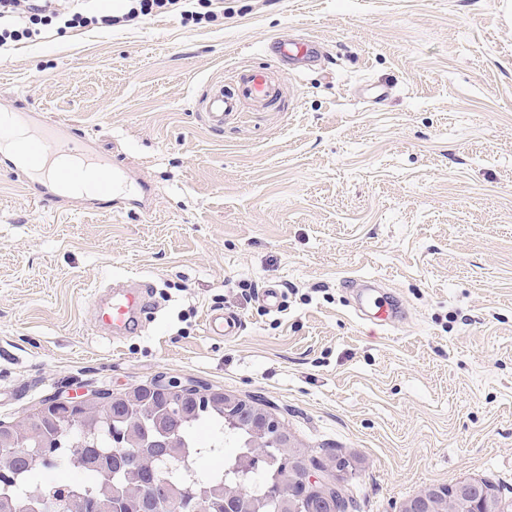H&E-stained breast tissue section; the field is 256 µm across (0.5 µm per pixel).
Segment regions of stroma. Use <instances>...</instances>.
I'll return each mask as SVG.
<instances>
[{"label":"stroma","mask_w":512,"mask_h":512,"mask_svg":"<svg viewBox=\"0 0 512 512\" xmlns=\"http://www.w3.org/2000/svg\"><path fill=\"white\" fill-rule=\"evenodd\" d=\"M223 6L0 47V112L68 121L153 194L35 206L0 173V421L190 380L260 400L314 456L359 458L358 512L470 478L512 505V0ZM304 36L321 54L302 70L263 50ZM258 66L276 99L211 130V90ZM363 276L402 318L355 312L342 280ZM116 279L154 287L142 334L94 330ZM215 309L236 336L208 333Z\"/></svg>","instance_id":"stroma-1"}]
</instances>
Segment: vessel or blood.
<instances>
[{
	"instance_id": "obj_1",
	"label": "vessel or blood",
	"mask_w": 512,
	"mask_h": 512,
	"mask_svg": "<svg viewBox=\"0 0 512 512\" xmlns=\"http://www.w3.org/2000/svg\"><path fill=\"white\" fill-rule=\"evenodd\" d=\"M266 48L278 61L296 68L309 64L319 54V44L313 40L272 39ZM275 95L267 69H249L241 75L235 93L218 90L206 98L208 124L214 129L223 128L225 116L237 111L241 99L265 102ZM2 127L12 129L14 136L11 153L0 164L21 181L30 201H60L62 190L73 184L81 187L79 199L93 204L133 201L130 177L111 156L99 152L80 129L63 121H46L38 112L1 113ZM93 306L98 328L124 336L138 329L145 302L137 287L118 296H94ZM206 328L213 336H232L238 331V320L230 314L213 312L207 316Z\"/></svg>"
}]
</instances>
